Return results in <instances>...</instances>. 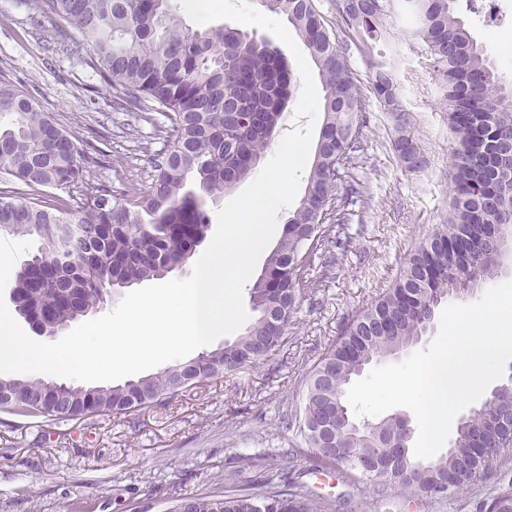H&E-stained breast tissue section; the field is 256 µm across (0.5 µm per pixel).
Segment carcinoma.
Segmentation results:
<instances>
[{
  "label": "carcinoma",
  "instance_id": "carcinoma-1",
  "mask_svg": "<svg viewBox=\"0 0 512 512\" xmlns=\"http://www.w3.org/2000/svg\"><path fill=\"white\" fill-rule=\"evenodd\" d=\"M170 0H38L40 14L77 31L89 48V67L122 94L117 108L160 112L169 122L166 146L154 158V175L142 194L116 192L90 182L73 136L10 81L0 79V176L27 191H0V230L35 233L46 246L28 267L47 269L37 285L20 270L13 301L20 315L48 316V330L68 328L103 307V290L159 279L188 261L208 230L201 199L184 190L191 172L202 191L222 194L244 180L267 150L296 87L291 65L270 43L237 28L191 31L173 14ZM284 16L314 60L325 88L323 123L305 194L284 226L264 273L253 283L257 316L231 344L177 362L154 376L112 386H83L40 378H0V413L57 424L106 413L138 417L207 382L253 366L288 346L301 288L332 278L347 247L350 225L365 205L364 94L347 54L349 43L365 56L386 35L393 16L406 17V34L420 43L442 90L451 135L448 215L408 250L392 284L370 307L347 317L331 348L310 370L301 412L283 417L294 433L290 447L258 456L262 491L252 480L224 478V490L183 496L172 512H333V501L301 481L296 462L343 471L378 497L395 492L429 497L439 480L454 491L502 472L476 503L477 512H512V437L494 416L496 402L512 396V380L490 392L460 420L448 452L419 460L394 417L349 427L346 388L370 366L418 343L436 308L452 294L496 276L512 237L489 239L512 227V206L501 192L512 186V80L507 81L465 28L456 0H336L337 27L314 0H259ZM390 58L370 62L369 93L392 119L391 147L405 171L429 163L411 135L400 100L398 43ZM68 190L54 200L42 189ZM69 262L57 260L59 251ZM334 420L335 433L313 426ZM372 459L380 473L356 463Z\"/></svg>",
  "mask_w": 512,
  "mask_h": 512
}]
</instances>
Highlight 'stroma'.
<instances>
[{
	"label": "stroma",
	"instance_id": "1",
	"mask_svg": "<svg viewBox=\"0 0 512 512\" xmlns=\"http://www.w3.org/2000/svg\"><path fill=\"white\" fill-rule=\"evenodd\" d=\"M457 8L477 44L512 78V26L486 25L466 0ZM58 29L36 0H0V78L74 134L91 178L145 191L163 146L164 116L155 112L145 122L119 110L115 90L93 77L88 51L65 45ZM400 69L401 98L429 165L419 173L402 168L389 147L391 119L367 98L363 176L371 206L333 278L301 289L292 344L134 420L110 414L73 427L0 414V512H72L81 501L88 512H164L167 498L223 489L241 455L286 446L279 419L300 407L311 368L345 318L387 288L411 245L448 211L450 134L435 77L409 41L401 45ZM319 492L340 500L342 512H475L476 502L468 489L410 504L400 497L390 508L368 486L344 479L320 484Z\"/></svg>",
	"mask_w": 512,
	"mask_h": 512
}]
</instances>
